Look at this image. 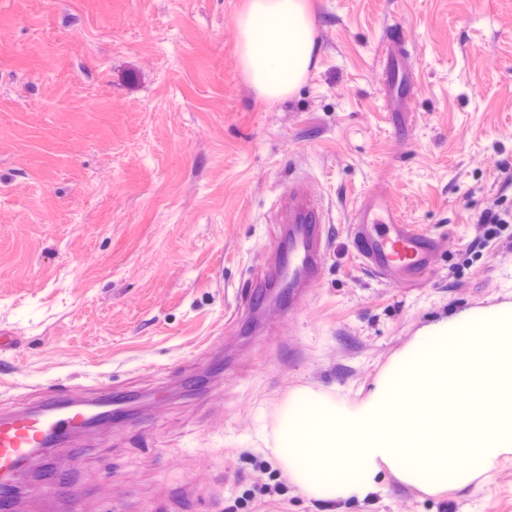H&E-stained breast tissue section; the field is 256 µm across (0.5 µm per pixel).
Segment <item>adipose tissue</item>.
<instances>
[{
	"instance_id": "1",
	"label": "adipose tissue",
	"mask_w": 512,
	"mask_h": 512,
	"mask_svg": "<svg viewBox=\"0 0 512 512\" xmlns=\"http://www.w3.org/2000/svg\"><path fill=\"white\" fill-rule=\"evenodd\" d=\"M238 24L242 72L257 96L290 93L318 55L305 0H247Z\"/></svg>"
}]
</instances>
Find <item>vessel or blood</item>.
Returning <instances> with one entry per match:
<instances>
[{
    "mask_svg": "<svg viewBox=\"0 0 512 512\" xmlns=\"http://www.w3.org/2000/svg\"><path fill=\"white\" fill-rule=\"evenodd\" d=\"M288 257L301 268L292 290L291 307H298L301 292L317 280L323 262L322 224L317 209L303 192L289 196ZM355 220L360 227L359 255L374 273L394 287H408L433 268L434 239L403 223L389 198L363 199ZM112 410V390L104 387L90 397L76 389L50 392L40 403L0 421V491L10 492L8 476L22 461L47 442L71 440L89 422Z\"/></svg>",
    "mask_w": 512,
    "mask_h": 512,
    "instance_id": "obj_1",
    "label": "vessel or blood"
}]
</instances>
